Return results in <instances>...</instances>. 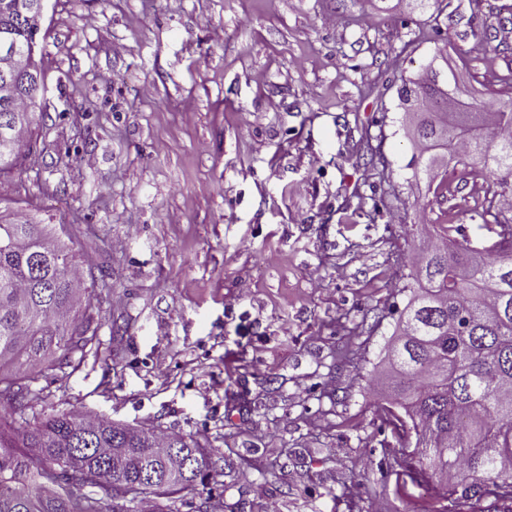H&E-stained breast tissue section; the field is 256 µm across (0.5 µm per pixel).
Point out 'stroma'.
Returning a JSON list of instances; mask_svg holds the SVG:
<instances>
[{
	"label": "stroma",
	"instance_id": "1",
	"mask_svg": "<svg viewBox=\"0 0 512 512\" xmlns=\"http://www.w3.org/2000/svg\"><path fill=\"white\" fill-rule=\"evenodd\" d=\"M406 3L49 0L0 213L63 225L96 338L31 382L37 413L193 435L224 460L223 512H435L376 416L404 228L482 248L512 214L470 169L444 196L413 177L396 89L440 46L471 99L512 97V23L483 35L512 0Z\"/></svg>",
	"mask_w": 512,
	"mask_h": 512
}]
</instances>
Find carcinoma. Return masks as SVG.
Listing matches in <instances>:
<instances>
[{"mask_svg":"<svg viewBox=\"0 0 512 512\" xmlns=\"http://www.w3.org/2000/svg\"><path fill=\"white\" fill-rule=\"evenodd\" d=\"M0 0V56L28 43L31 30L19 10ZM35 82L20 81L18 95L0 99V142L14 139L16 114L31 106ZM398 99L415 115L416 146L409 165L436 188L446 185L432 151L446 147L454 165L493 176L488 204L512 198V98L443 114L456 104L448 74L429 65L401 80ZM26 143L0 159V174L17 169ZM459 228L434 224L420 240L424 264L414 282L392 346L394 375L378 417L401 448L419 456L415 478L443 503L438 512H512V224L499 225L493 254L476 255ZM91 287L72 247L51 224L0 223V369L25 364L40 373L72 366L96 335L77 309ZM21 379L0 378V512H138L124 486L138 483L153 512H168L172 495L202 487L194 512H213L209 452L191 436L130 428L68 410L44 417L32 410ZM463 469L458 484L443 472ZM489 505H483L486 499Z\"/></svg>","mask_w":512,"mask_h":512,"instance_id":"cac0c4a2","label":"carcinoma"}]
</instances>
